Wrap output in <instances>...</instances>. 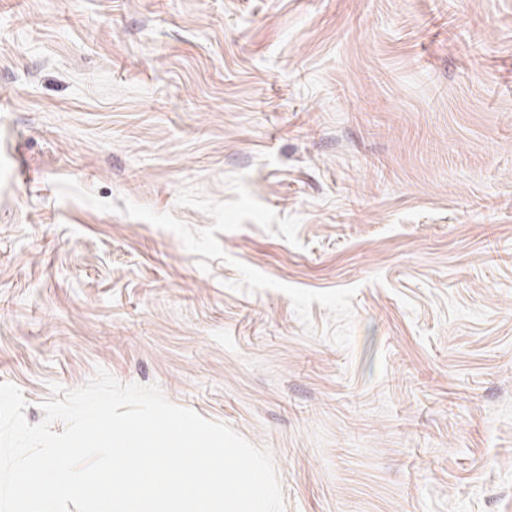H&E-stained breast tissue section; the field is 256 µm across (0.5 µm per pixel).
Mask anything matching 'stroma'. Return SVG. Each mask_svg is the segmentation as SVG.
Listing matches in <instances>:
<instances>
[{
	"label": "stroma",
	"mask_w": 512,
	"mask_h": 512,
	"mask_svg": "<svg viewBox=\"0 0 512 512\" xmlns=\"http://www.w3.org/2000/svg\"><path fill=\"white\" fill-rule=\"evenodd\" d=\"M240 173L299 245L121 212L200 230L179 190ZM239 262L357 287L351 348ZM100 367L268 450L285 512H512V0H0V383L37 424Z\"/></svg>",
	"instance_id": "obj_1"
}]
</instances>
